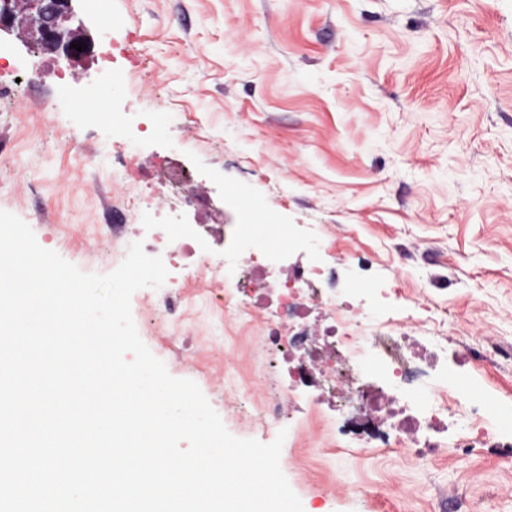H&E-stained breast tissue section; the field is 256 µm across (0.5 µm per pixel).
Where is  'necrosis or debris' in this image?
I'll list each match as a JSON object with an SVG mask.
<instances>
[{"label":"necrosis or debris","instance_id":"1","mask_svg":"<svg viewBox=\"0 0 512 512\" xmlns=\"http://www.w3.org/2000/svg\"><path fill=\"white\" fill-rule=\"evenodd\" d=\"M172 122L166 109L142 113L136 136L127 137L126 152L117 158L126 175L140 170L134 157L137 138L164 137ZM237 248L248 262L213 268L210 278L216 285L228 279L239 288L259 285L275 293L288 318L314 305L329 312L323 330L302 327L287 335L258 305L228 304L241 326L258 327L263 349L281 355L287 365L285 387L297 404L312 413L329 398L347 408L344 423L323 445L327 453L354 444L399 452L416 448L427 459L445 450L469 455L502 438L503 426L484 409L471 385L444 386L447 348L431 336L409 338L392 317L394 303L385 289L375 288L371 306L353 313L346 301L349 286L322 259L321 245H314L311 260L292 267L282 281L270 279L265 265L250 260L257 252L271 260L279 255L259 227L245 232Z\"/></svg>","mask_w":512,"mask_h":512}]
</instances>
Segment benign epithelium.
I'll use <instances>...</instances> for the list:
<instances>
[{
	"mask_svg": "<svg viewBox=\"0 0 512 512\" xmlns=\"http://www.w3.org/2000/svg\"><path fill=\"white\" fill-rule=\"evenodd\" d=\"M72 20L71 0H0V28H28L46 49L77 58L70 45L79 42L78 28L66 27Z\"/></svg>",
	"mask_w": 512,
	"mask_h": 512,
	"instance_id": "1",
	"label": "benign epithelium"
}]
</instances>
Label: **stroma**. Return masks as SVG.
Wrapping results in <instances>:
<instances>
[{
    "label": "stroma",
    "mask_w": 512,
    "mask_h": 512,
    "mask_svg": "<svg viewBox=\"0 0 512 512\" xmlns=\"http://www.w3.org/2000/svg\"><path fill=\"white\" fill-rule=\"evenodd\" d=\"M113 41L142 71L108 102L90 96L108 72L94 55L41 52V80L21 102L0 97V210L43 248L107 274L122 243H149L172 219L190 224L161 163L191 169L216 205L221 240L176 262L174 312L146 290L131 301L138 334L177 378L195 381L235 437L272 442L289 428L280 466L304 512H512L503 451L362 450L321 455L317 431L285 408L271 423L258 396L281 397L274 358L237 339L209 263L239 233L232 194L276 238L322 224L336 270L353 287L382 284L403 315L430 311L412 336L458 353L456 376L512 421V0H104ZM71 67L81 81L61 91ZM177 103L179 131L145 146L152 221L124 210L112 170V116ZM75 141H67V133ZM370 253L368 267L358 265ZM336 492H328L329 482Z\"/></svg>",
    "instance_id": "stroma-1"
}]
</instances>
